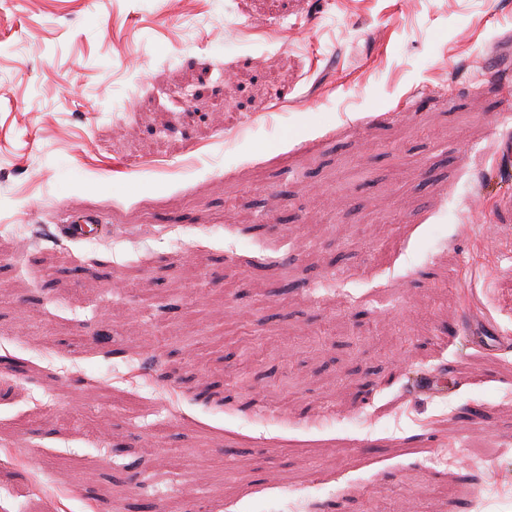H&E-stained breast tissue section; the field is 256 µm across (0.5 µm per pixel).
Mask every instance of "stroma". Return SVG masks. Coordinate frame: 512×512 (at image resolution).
<instances>
[{
    "label": "stroma",
    "mask_w": 512,
    "mask_h": 512,
    "mask_svg": "<svg viewBox=\"0 0 512 512\" xmlns=\"http://www.w3.org/2000/svg\"><path fill=\"white\" fill-rule=\"evenodd\" d=\"M177 2L0 4V512H512V0Z\"/></svg>",
    "instance_id": "stroma-1"
}]
</instances>
